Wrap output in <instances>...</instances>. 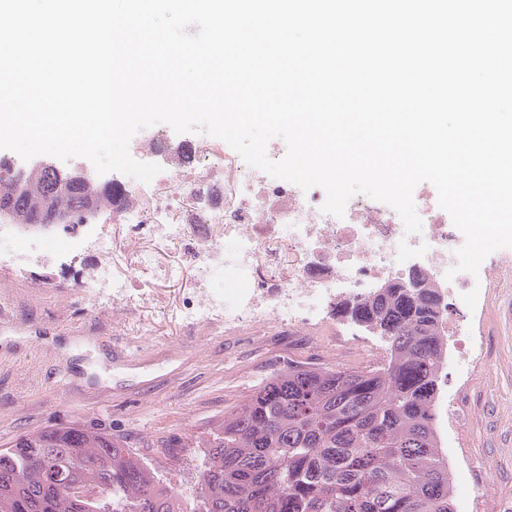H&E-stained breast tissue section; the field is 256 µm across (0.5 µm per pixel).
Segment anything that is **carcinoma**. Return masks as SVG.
I'll list each match as a JSON object with an SVG mask.
<instances>
[{
	"label": "carcinoma",
	"mask_w": 512,
	"mask_h": 512,
	"mask_svg": "<svg viewBox=\"0 0 512 512\" xmlns=\"http://www.w3.org/2000/svg\"><path fill=\"white\" fill-rule=\"evenodd\" d=\"M112 208L88 178L0 167L15 224ZM337 315L390 345L372 371L290 364L208 438L192 507L122 439L71 426L0 449V512H453L433 403L444 339L435 290L390 282Z\"/></svg>",
	"instance_id": "obj_1"
}]
</instances>
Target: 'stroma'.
Instances as JSON below:
<instances>
[{"mask_svg":"<svg viewBox=\"0 0 512 512\" xmlns=\"http://www.w3.org/2000/svg\"><path fill=\"white\" fill-rule=\"evenodd\" d=\"M95 263L90 253L62 254L19 278L0 260V448L45 428H99L189 502L201 451L178 440L206 435L288 364H336L332 328L312 348L284 328L203 333L181 322L189 267L176 282L141 272L152 297L124 312L107 299L91 303L76 279ZM481 318L489 365L468 390L467 451L448 457L454 512H469L473 468L485 478L486 512L512 501V287L483 298Z\"/></svg>","mask_w":512,"mask_h":512,"instance_id":"stroma-1","label":"stroma"}]
</instances>
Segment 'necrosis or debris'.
Returning a JSON list of instances; mask_svg holds the SVG:
<instances>
[{"label": "necrosis or debris", "instance_id": "4bbe7bcc", "mask_svg": "<svg viewBox=\"0 0 512 512\" xmlns=\"http://www.w3.org/2000/svg\"><path fill=\"white\" fill-rule=\"evenodd\" d=\"M129 151L155 156L161 173L147 184L115 178L96 187L114 198L112 221L122 227L134 268L120 267L110 234L75 226L47 239L17 227L6 244L13 258L24 264L69 250L95 254L98 264L81 287L116 307L133 302L135 269L174 282L189 262L199 287L180 310L183 321L201 328L219 320L228 328L272 321L292 332L332 319L339 302L366 298L378 283L421 273L439 291L442 326L457 331L455 349L468 376L486 368L481 337L459 332V315L477 297L466 281L447 276L458 262L456 227L430 190L415 199L422 230L409 234L395 210L364 196H353L343 217L324 213L322 188L269 178L206 133L183 141L143 130ZM169 251L182 263H162Z\"/></svg>", "mask_w": 512, "mask_h": 512}]
</instances>
